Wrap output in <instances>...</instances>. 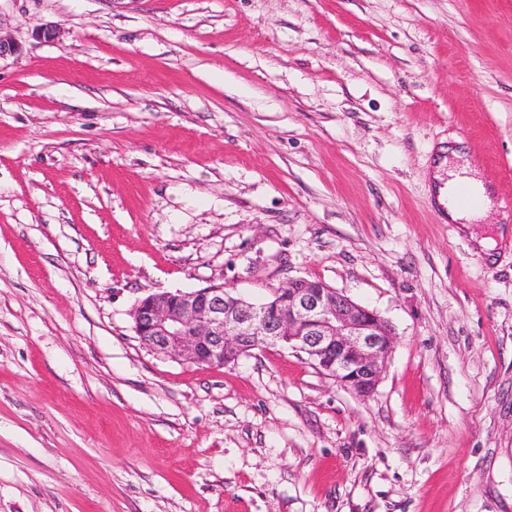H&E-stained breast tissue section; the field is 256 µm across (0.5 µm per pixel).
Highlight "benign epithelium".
I'll return each instance as SVG.
<instances>
[{
  "label": "benign epithelium",
  "mask_w": 512,
  "mask_h": 512,
  "mask_svg": "<svg viewBox=\"0 0 512 512\" xmlns=\"http://www.w3.org/2000/svg\"><path fill=\"white\" fill-rule=\"evenodd\" d=\"M133 321L152 351L202 366L229 364L269 345L286 346L362 397L375 392L395 339L375 311L304 278L289 280L259 304L222 285L151 293L134 307Z\"/></svg>",
  "instance_id": "obj_1"
}]
</instances>
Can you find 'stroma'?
Instances as JSON below:
<instances>
[{
	"label": "stroma",
	"instance_id": "1",
	"mask_svg": "<svg viewBox=\"0 0 512 512\" xmlns=\"http://www.w3.org/2000/svg\"><path fill=\"white\" fill-rule=\"evenodd\" d=\"M0 37V512H512V0H0ZM291 278L391 325L372 396L135 333ZM460 184H468L472 186H485V196L482 198L481 207L473 211H464L456 207L448 205V191L454 186ZM438 201L447 208L448 212V223L462 224L464 227L468 224L457 223L460 221L466 222H477L481 220L486 212L492 206V188L482 179L478 178L467 167L448 169V181L443 185L438 186Z\"/></svg>",
	"mask_w": 512,
	"mask_h": 512
}]
</instances>
